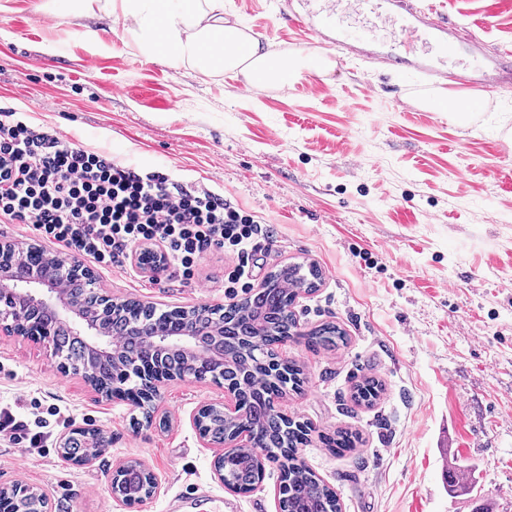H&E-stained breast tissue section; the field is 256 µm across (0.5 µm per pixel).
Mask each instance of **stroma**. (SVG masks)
Returning <instances> with one entry per match:
<instances>
[{
  "label": "stroma",
  "mask_w": 512,
  "mask_h": 512,
  "mask_svg": "<svg viewBox=\"0 0 512 512\" xmlns=\"http://www.w3.org/2000/svg\"><path fill=\"white\" fill-rule=\"evenodd\" d=\"M434 3L485 25L487 50L512 44V0ZM224 21L262 48L304 53L270 0H224ZM244 80L147 61L104 11L79 14L73 0H0V107L257 215L270 237L246 269L253 285L287 263L319 268L295 315L305 331L338 325L346 341L281 348L306 375L285 409L310 425L299 456L342 512H512L500 498L512 489V91L469 97L461 116L430 111L442 90L398 72H376L368 85L354 65L248 91ZM400 94L410 109L396 105ZM236 262L215 248L190 279L133 264L96 275L104 292L160 310L226 305L224 271ZM366 377L384 386L370 407L352 398ZM223 397L210 380L169 382L153 424L141 425L140 409L61 375L41 346L0 335V410L30 432L18 442L0 434V486L45 490L51 512H224L228 502L279 512L277 465L246 494L214 477L191 416ZM70 422L111 438L94 464L59 454ZM339 428L358 432L357 448H326L323 435ZM131 459L160 489L145 505L119 507L112 471ZM453 464L469 472L454 487Z\"/></svg>",
  "instance_id": "1"
}]
</instances>
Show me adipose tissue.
Segmentation results:
<instances>
[{
  "label": "adipose tissue",
  "mask_w": 512,
  "mask_h": 512,
  "mask_svg": "<svg viewBox=\"0 0 512 512\" xmlns=\"http://www.w3.org/2000/svg\"><path fill=\"white\" fill-rule=\"evenodd\" d=\"M114 21L148 60L188 66L209 76L241 71L266 84L297 74L298 59L261 50L258 41L224 22V0H108Z\"/></svg>",
  "instance_id": "ef3b65f1"
}]
</instances>
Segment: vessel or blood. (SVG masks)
Returning a JSON list of instances; mask_svg holds the SVG:
<instances>
[{"mask_svg":"<svg viewBox=\"0 0 512 512\" xmlns=\"http://www.w3.org/2000/svg\"><path fill=\"white\" fill-rule=\"evenodd\" d=\"M365 12L394 22L393 36L379 41L346 25L347 14ZM277 14L303 31L306 48L330 51L339 65L358 61L482 95L512 87L511 45L487 52L481 30L451 24L424 0H278Z\"/></svg>","mask_w":512,"mask_h":512,"instance_id":"b4317fda","label":"vessel or blood"}]
</instances>
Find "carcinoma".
<instances>
[{
  "label": "carcinoma",
  "instance_id": "obj_1",
  "mask_svg": "<svg viewBox=\"0 0 512 512\" xmlns=\"http://www.w3.org/2000/svg\"><path fill=\"white\" fill-rule=\"evenodd\" d=\"M318 280L320 275L316 266L286 264L272 272L264 287L253 296L230 307L223 319L200 318L204 342L224 356L220 377L239 389L257 447L267 449L268 460L278 464L281 470L280 512H342V507L336 492L298 460L299 446L307 442L309 427L303 422L287 424L270 410L272 395L302 388L305 380L301 369L288 361L273 366L267 359L256 358L249 343L250 335L244 329L259 327L262 345L270 351L277 349L289 338L295 321L290 312L295 291L303 287L312 290ZM304 339L310 347L325 348L338 346L346 336L340 328L327 324L309 332ZM55 344L68 357L88 365L100 383L110 385L115 376L127 388L135 386L137 381L124 372L126 359L150 362L163 371L186 370L191 363L190 357L180 350L149 351L135 339L127 341L123 359L116 362L102 360L86 352L83 341L62 325L57 326ZM383 391L379 381L365 378L355 385L353 399L358 404L371 405ZM204 430L215 442L223 439L226 426L218 411L213 410L204 418ZM102 438L100 432L75 436L61 448V453L70 458L82 457L91 448L98 447ZM323 440L329 448H354L358 436L340 429L323 435ZM264 473L261 462L248 451L224 464L225 481L241 491L262 482Z\"/></svg>",
  "mask_w": 512,
  "mask_h": 512
}]
</instances>
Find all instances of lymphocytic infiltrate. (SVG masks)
Here are the masks:
<instances>
[{"mask_svg": "<svg viewBox=\"0 0 512 512\" xmlns=\"http://www.w3.org/2000/svg\"><path fill=\"white\" fill-rule=\"evenodd\" d=\"M0 223L25 224L42 239L108 269L134 246L162 244L169 264L194 275L211 249L232 246L237 284L266 244L258 216L204 185L143 172L0 111Z\"/></svg>", "mask_w": 512, "mask_h": 512, "instance_id": "lymphocytic-infiltrate-1", "label": "lymphocytic infiltrate"}]
</instances>
